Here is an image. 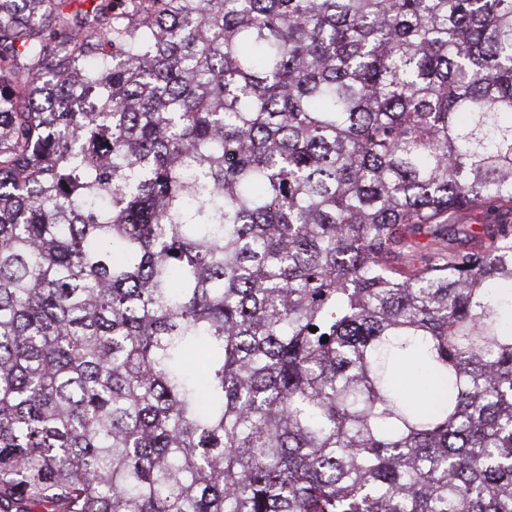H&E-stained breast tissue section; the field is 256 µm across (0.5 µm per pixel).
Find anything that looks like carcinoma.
<instances>
[{
	"mask_svg": "<svg viewBox=\"0 0 512 512\" xmlns=\"http://www.w3.org/2000/svg\"><path fill=\"white\" fill-rule=\"evenodd\" d=\"M75 2L0 0V512H512V0Z\"/></svg>",
	"mask_w": 512,
	"mask_h": 512,
	"instance_id": "carcinoma-1",
	"label": "carcinoma"
}]
</instances>
